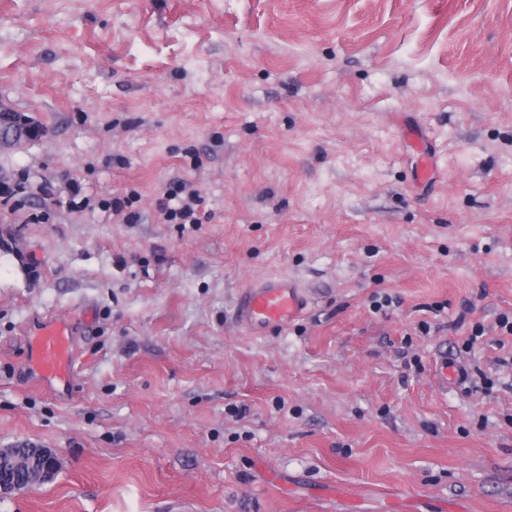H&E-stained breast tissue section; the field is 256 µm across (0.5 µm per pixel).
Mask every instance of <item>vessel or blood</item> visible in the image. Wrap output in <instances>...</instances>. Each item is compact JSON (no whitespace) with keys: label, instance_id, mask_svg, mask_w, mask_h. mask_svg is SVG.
Here are the masks:
<instances>
[{"label":"vessel or blood","instance_id":"1","mask_svg":"<svg viewBox=\"0 0 512 512\" xmlns=\"http://www.w3.org/2000/svg\"><path fill=\"white\" fill-rule=\"evenodd\" d=\"M308 305L305 292L288 277H275L244 288L237 320L248 332L262 335L287 325ZM73 338L67 322L52 319L40 324L30 340V381L53 395L68 394L73 373Z\"/></svg>","mask_w":512,"mask_h":512}]
</instances>
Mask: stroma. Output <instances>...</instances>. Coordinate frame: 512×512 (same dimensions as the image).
<instances>
[{"label":"stroma","mask_w":512,"mask_h":512,"mask_svg":"<svg viewBox=\"0 0 512 512\" xmlns=\"http://www.w3.org/2000/svg\"><path fill=\"white\" fill-rule=\"evenodd\" d=\"M0 102V448L61 462L0 512H512V0H0ZM185 192V186L179 184L177 187L169 188L163 198L159 201V212L167 222H178V224H197L201 219L198 216V208L202 204L201 198L195 192ZM135 192L127 193L124 195H115L109 201L104 203L105 211L112 210V214L123 215V220L127 224L137 223L140 219L139 212L132 209L133 197ZM305 292L288 277L250 284L241 291L237 305L239 324L253 335L281 328L307 308ZM73 337L68 323L51 319L40 324L30 340V381L54 396L70 391ZM43 460L46 461L45 467L42 466ZM26 464L29 469L40 475V480L44 483L51 482L61 466L58 455L52 448H39L34 455L28 458Z\"/></svg>","instance_id":"obj_1"}]
</instances>
